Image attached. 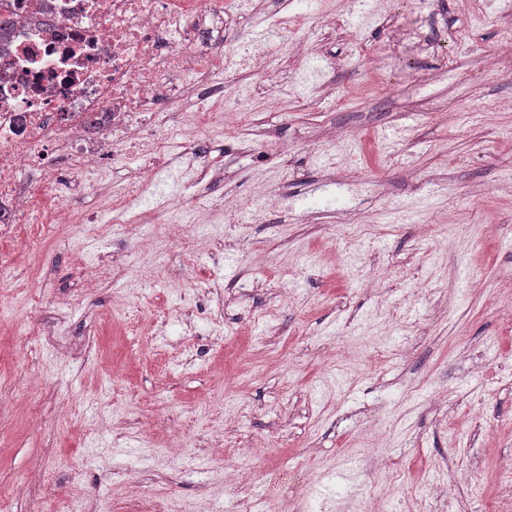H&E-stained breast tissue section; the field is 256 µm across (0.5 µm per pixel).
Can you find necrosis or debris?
<instances>
[{
    "instance_id": "obj_1",
    "label": "necrosis or debris",
    "mask_w": 512,
    "mask_h": 512,
    "mask_svg": "<svg viewBox=\"0 0 512 512\" xmlns=\"http://www.w3.org/2000/svg\"><path fill=\"white\" fill-rule=\"evenodd\" d=\"M256 0H22L0 53V224H54L86 232L68 208L70 172L94 175L128 154L165 156L171 135L161 119L179 94L200 92L208 106L187 113L178 132L190 150L207 135L242 125L253 87L232 96L217 74L257 70L280 57L283 38L299 39L310 12L274 26L262 54L249 45L223 50L224 23ZM31 182L21 183L20 173ZM154 171L140 169L113 203L110 223L179 224L183 204L158 199Z\"/></svg>"
}]
</instances>
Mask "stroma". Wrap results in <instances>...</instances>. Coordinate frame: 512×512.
I'll return each mask as SVG.
<instances>
[{
  "mask_svg": "<svg viewBox=\"0 0 512 512\" xmlns=\"http://www.w3.org/2000/svg\"><path fill=\"white\" fill-rule=\"evenodd\" d=\"M385 0L313 29L264 76L211 198L272 202L202 224L195 250L104 225L0 239L30 287L0 289V485L10 512H408L421 470L454 482L421 512H496L512 458V0ZM269 0L225 49L262 38ZM377 52L383 89L365 55ZM293 83L305 99L266 109ZM448 232L447 246L437 241ZM97 265L99 279L85 278Z\"/></svg>",
  "mask_w": 512,
  "mask_h": 512,
  "instance_id": "obj_1",
  "label": "stroma"
}]
</instances>
